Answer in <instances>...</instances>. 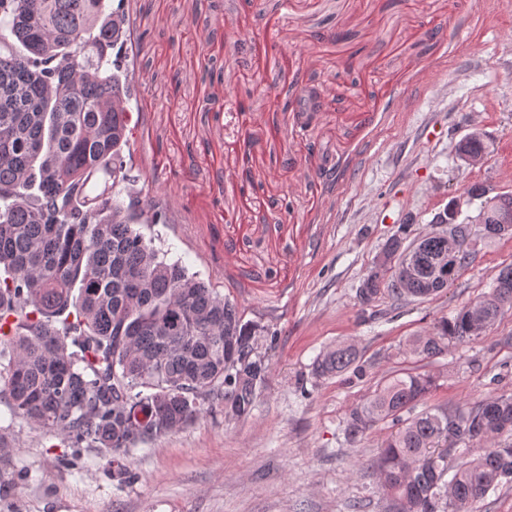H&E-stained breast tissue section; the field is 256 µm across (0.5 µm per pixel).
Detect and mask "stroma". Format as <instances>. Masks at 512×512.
Segmentation results:
<instances>
[{
	"label": "stroma",
	"instance_id": "1",
	"mask_svg": "<svg viewBox=\"0 0 512 512\" xmlns=\"http://www.w3.org/2000/svg\"><path fill=\"white\" fill-rule=\"evenodd\" d=\"M134 173L163 214L145 229L265 334L270 371L251 415L206 418L138 445L117 473L0 400L14 479L0 512H395L371 463L383 424L345 438L346 413L406 369L429 404L512 393V314L423 359L407 340L489 292L512 237L484 238L463 203L471 258L433 298L361 306L388 237L432 232L472 183L512 192V0H123ZM482 131L466 165L456 144ZM353 342L367 374L316 378ZM484 137V134L479 130V132H470L462 138L458 144V152L461 158L463 159V154L475 160L476 163L473 165L482 163L488 154V146Z\"/></svg>",
	"mask_w": 512,
	"mask_h": 512
}]
</instances>
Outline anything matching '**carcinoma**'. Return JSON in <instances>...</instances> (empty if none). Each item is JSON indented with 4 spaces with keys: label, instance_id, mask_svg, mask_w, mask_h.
<instances>
[{
    "label": "carcinoma",
    "instance_id": "carcinoma-1",
    "mask_svg": "<svg viewBox=\"0 0 512 512\" xmlns=\"http://www.w3.org/2000/svg\"><path fill=\"white\" fill-rule=\"evenodd\" d=\"M0 395L16 419L93 448L107 462L195 423L220 401L249 416L269 363L256 353L261 329L237 304L146 238L139 224L162 212L144 199L125 161L133 72L122 51L129 20L107 0H0ZM459 154L484 161L482 132ZM487 238L512 236V193L485 198ZM471 227L451 239L431 232L384 244L363 280V306L426 299L448 287L468 258ZM512 311V265L489 293L407 344L433 358L450 343L484 335ZM366 366L355 345L317 357L319 378ZM425 374L386 379L344 421L350 441L380 423L394 428L374 461L397 512H473L512 484V395L472 406L424 405ZM420 412H415L418 406ZM482 454L451 471L459 445Z\"/></svg>",
    "mask_w": 512,
    "mask_h": 512
}]
</instances>
